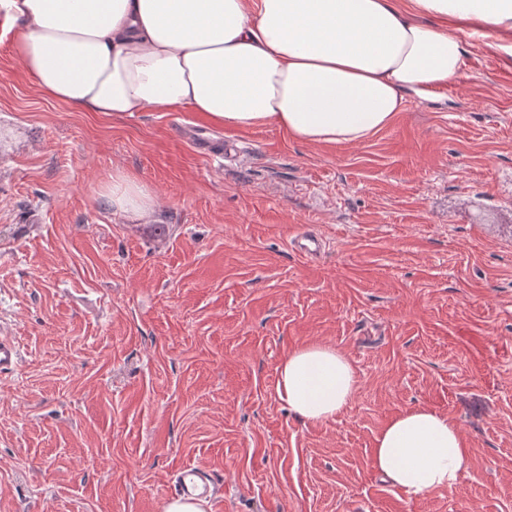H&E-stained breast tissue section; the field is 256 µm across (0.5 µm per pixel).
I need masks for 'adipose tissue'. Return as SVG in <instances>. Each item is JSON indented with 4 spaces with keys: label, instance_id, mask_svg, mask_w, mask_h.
<instances>
[{
    "label": "adipose tissue",
    "instance_id": "ef3b65f1",
    "mask_svg": "<svg viewBox=\"0 0 512 512\" xmlns=\"http://www.w3.org/2000/svg\"><path fill=\"white\" fill-rule=\"evenodd\" d=\"M39 89L81 112L120 117L182 107L228 129L272 125L294 141L358 144L408 100L459 76L469 38L512 55V0H0ZM114 211L148 218L152 193L119 174ZM277 395L304 421L342 413L358 385L335 347L293 348ZM372 466L410 500L470 467L456 423L429 408L392 417Z\"/></svg>",
    "mask_w": 512,
    "mask_h": 512
}]
</instances>
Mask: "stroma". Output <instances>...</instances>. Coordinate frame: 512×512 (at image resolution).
I'll return each mask as SVG.
<instances>
[{"label": "stroma", "instance_id": "35a3bbf8", "mask_svg": "<svg viewBox=\"0 0 512 512\" xmlns=\"http://www.w3.org/2000/svg\"><path fill=\"white\" fill-rule=\"evenodd\" d=\"M0 28V512H163L179 468L222 512H512V57L474 41L458 79L356 145L189 108L112 117L43 94ZM233 145L224 163L185 127ZM146 184L156 238L103 199ZM321 237L316 261L290 246ZM331 345L358 387L308 423L276 394L292 348ZM426 407L470 467L407 499L377 434ZM20 360L21 353L17 343L10 337L0 336V374L13 372ZM171 496L174 500H204L219 506L224 501V484L206 470L188 465L176 473Z\"/></svg>", "mask_w": 512, "mask_h": 512}]
</instances>
